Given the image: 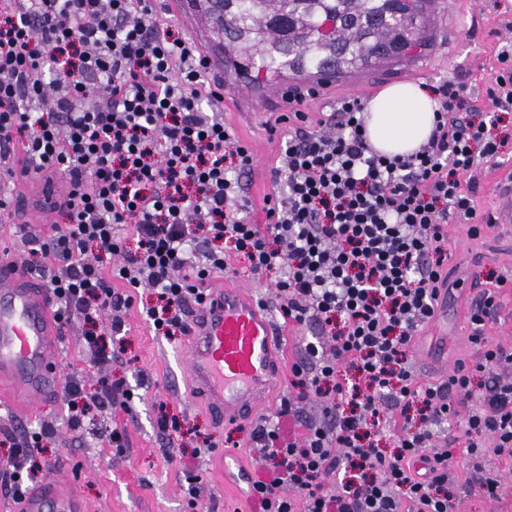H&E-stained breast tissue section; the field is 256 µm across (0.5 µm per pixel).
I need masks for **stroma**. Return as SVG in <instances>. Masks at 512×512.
Instances as JSON below:
<instances>
[{"label":"stroma","instance_id":"1","mask_svg":"<svg viewBox=\"0 0 512 512\" xmlns=\"http://www.w3.org/2000/svg\"><path fill=\"white\" fill-rule=\"evenodd\" d=\"M432 38L424 50L402 61L364 71L356 83L346 79L326 87L308 99L311 122L333 113L338 99L374 97L385 85L422 82L436 86L446 81H465L474 93H484L497 66L500 51H512V0H446V6L430 13ZM285 105L269 102L259 115L225 112L224 119L236 135L256 151L251 172L242 174L240 192L253 204L252 217L264 222L263 198L272 189L271 172L280 164L288 132L275 128ZM506 145L499 156L468 173L466 182L475 189L480 214L494 205L499 173L512 169V112L500 115L497 128ZM448 266L454 276L467 281L462 300L476 303L484 289L497 290V310L486 325L491 340L512 348V236L493 231L473 238L464 223L449 226ZM505 284H498V277ZM134 305L121 311L127 334L124 345L104 366L92 364L80 346L82 324L73 321L57 353L63 378L75 377L93 385L99 376L122 383L134 394V411L114 410L82 432L72 431L62 402L43 405L37 417L22 421L0 402V427L20 434L48 425L53 437L44 443L42 455L54 469L61 489L77 486L91 512H248L249 478L266 468V461L251 446L250 434L258 418L235 425L214 423L203 400L184 378L179 352L184 337L154 335L142 307L153 301L149 289H139ZM458 300L440 304L437 318L417 336L416 370L421 382H443L457 360L472 364L481 357L470 343L467 318L458 315ZM281 350L284 371L274 393V405L297 398L291 387L290 367L300 355V336H314L316 328L295 332L282 325ZM166 413L175 427L160 432L156 417ZM111 428L123 430L125 445L114 448L103 440ZM191 466L200 475V495L191 498L183 473ZM482 467L502 476L498 498L484 495L479 486L464 494L460 512H512V461L486 455Z\"/></svg>","mask_w":512,"mask_h":512}]
</instances>
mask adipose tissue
<instances>
[{
  "instance_id": "ef3b65f1",
  "label": "adipose tissue",
  "mask_w": 512,
  "mask_h": 512,
  "mask_svg": "<svg viewBox=\"0 0 512 512\" xmlns=\"http://www.w3.org/2000/svg\"><path fill=\"white\" fill-rule=\"evenodd\" d=\"M436 108V100L420 84L385 86L365 105L371 147L387 156L415 152L432 133Z\"/></svg>"
}]
</instances>
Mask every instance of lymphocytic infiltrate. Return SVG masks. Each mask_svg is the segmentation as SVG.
<instances>
[{
  "label": "lymphocytic infiltrate",
  "mask_w": 512,
  "mask_h": 512,
  "mask_svg": "<svg viewBox=\"0 0 512 512\" xmlns=\"http://www.w3.org/2000/svg\"><path fill=\"white\" fill-rule=\"evenodd\" d=\"M198 55L187 33L157 25L152 0H0V145H21L35 175L68 188L61 223L30 248V271L47 275L60 319L82 322L81 346L99 364L124 330L116 318L102 334L105 311L130 308L134 290L150 288L156 303L144 313L155 335H187L207 279L227 271V255L243 258L251 275L274 276L289 323L318 327L319 341H301L291 384L324 412L307 423L286 403L253 429L269 468L252 482V507L456 512L470 486L451 468L457 453L474 463L490 448L512 457V378L493 373L512 366V349L484 334L495 292L469 316L470 340L483 349L475 367L458 362L444 383H421L414 338L450 283V218L469 220L470 236L481 232L461 177L498 156L503 141L465 112L473 93L463 83L437 87L434 130L406 157L372 150L359 98L340 99L312 132L308 95L296 93L276 119L296 130L258 224L239 186L254 153L225 124L224 96ZM497 59L484 106L512 112V54ZM199 239L209 244L200 253ZM485 372L494 378L480 407L466 409L474 374ZM132 399L102 377L91 387L68 381L63 404L77 431L130 410ZM388 399L401 419L389 451L378 445ZM449 425L463 450L441 446ZM46 436L7 433L0 473L13 493L43 477Z\"/></svg>",
  "instance_id": "f902f5d3"
}]
</instances>
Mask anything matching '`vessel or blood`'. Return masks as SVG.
<instances>
[{
  "instance_id": "obj_1",
  "label": "vessel or blood",
  "mask_w": 512,
  "mask_h": 512,
  "mask_svg": "<svg viewBox=\"0 0 512 512\" xmlns=\"http://www.w3.org/2000/svg\"><path fill=\"white\" fill-rule=\"evenodd\" d=\"M198 44L208 74L230 79L251 107L268 97L287 99L290 83L270 87L263 75L237 67L248 58L241 45L224 46L219 35L238 11L237 0H164ZM24 155L11 159L13 192L0 209V222L31 226L47 223L66 194L64 182L20 173ZM492 224L512 225V178L502 182ZM66 326L55 312V301L42 281L22 265L9 246L0 245V400L16 416L33 417L39 404L60 399L62 385L55 360ZM188 378L201 392L220 422L241 420L263 410L281 375L276 358L278 331L264 303L249 289L213 288L190 316ZM13 512H87L75 490H60L45 478L27 493Z\"/></svg>"
}]
</instances>
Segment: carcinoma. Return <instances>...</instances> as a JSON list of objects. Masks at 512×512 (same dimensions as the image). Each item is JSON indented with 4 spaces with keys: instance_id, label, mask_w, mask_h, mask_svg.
Segmentation results:
<instances>
[{
    "instance_id": "carcinoma-1",
    "label": "carcinoma",
    "mask_w": 512,
    "mask_h": 512,
    "mask_svg": "<svg viewBox=\"0 0 512 512\" xmlns=\"http://www.w3.org/2000/svg\"><path fill=\"white\" fill-rule=\"evenodd\" d=\"M270 0L253 10H243L233 21L236 38L254 43L258 71L273 74L283 66L298 69L304 58L323 56L322 64L336 76L359 73L369 67L396 61L426 45V0ZM288 13V25L299 35L295 49L268 42L269 23ZM336 23L332 34L320 23Z\"/></svg>"
}]
</instances>
